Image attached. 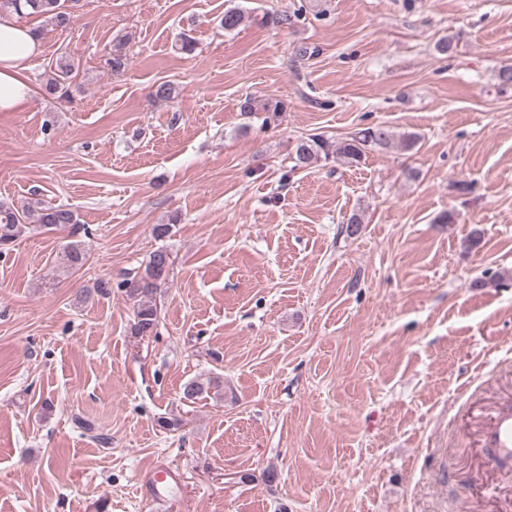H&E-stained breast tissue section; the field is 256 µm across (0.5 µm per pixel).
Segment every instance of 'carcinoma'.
Instances as JSON below:
<instances>
[{"label": "carcinoma", "instance_id": "cac0c4a2", "mask_svg": "<svg viewBox=\"0 0 512 512\" xmlns=\"http://www.w3.org/2000/svg\"><path fill=\"white\" fill-rule=\"evenodd\" d=\"M2 15L40 16L61 28L67 27L72 21L71 13L66 11L61 0H0V16ZM244 21L245 15L239 9L230 8L224 11L221 24L225 31L232 32ZM74 69V63L68 57H60L52 75L43 86L45 92L54 96L62 91L71 79ZM240 111L246 114L260 111L270 117H276L286 111V106L282 101L273 98H267L258 104L247 99L241 104ZM396 139L405 151H412L419 144V136L416 134L407 133L398 137L391 128L380 125L363 128L336 143L318 134L302 137L295 145L294 160L297 167L306 168L313 162L327 160L335 155L353 167L364 160L368 151L387 149ZM30 229L46 232L67 230L73 235L78 230V220L70 209L44 204L38 200L21 210L0 202V249L7 248ZM168 258L170 254L167 250H155L149 256L143 272L130 274L119 284L126 297L133 302L131 331L136 336H150L157 327L159 316L153 295L167 279L165 260ZM181 391L182 399L190 402L209 392L218 396L222 392L221 381L217 378L206 381L191 379L184 383Z\"/></svg>", "mask_w": 512, "mask_h": 512}]
</instances>
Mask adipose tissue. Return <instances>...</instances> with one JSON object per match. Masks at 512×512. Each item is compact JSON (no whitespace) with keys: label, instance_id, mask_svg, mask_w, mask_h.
<instances>
[{"label":"adipose tissue","instance_id":"ef3b65f1","mask_svg":"<svg viewBox=\"0 0 512 512\" xmlns=\"http://www.w3.org/2000/svg\"><path fill=\"white\" fill-rule=\"evenodd\" d=\"M40 52L41 41L29 25L0 18V112H12L32 102L26 72Z\"/></svg>","mask_w":512,"mask_h":512}]
</instances>
